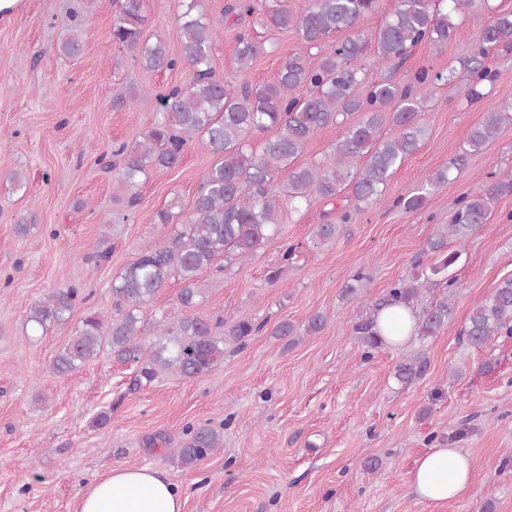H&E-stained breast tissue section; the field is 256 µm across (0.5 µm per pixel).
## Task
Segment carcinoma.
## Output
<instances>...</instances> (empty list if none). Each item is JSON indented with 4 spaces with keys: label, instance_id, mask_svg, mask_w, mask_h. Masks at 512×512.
<instances>
[{
    "label": "carcinoma",
    "instance_id": "obj_1",
    "mask_svg": "<svg viewBox=\"0 0 512 512\" xmlns=\"http://www.w3.org/2000/svg\"><path fill=\"white\" fill-rule=\"evenodd\" d=\"M144 0H121L112 25V43L131 53L150 70L178 66L189 69L191 82L173 87L159 97L160 110L154 125L138 145L120 150L123 161L108 162L104 168L116 172L117 180L132 190L135 203L140 176L152 169L172 168L181 161L194 139L217 158L202 176L190 215L181 222L162 246H145L138 256L112 279V318L88 313L53 362L59 374L74 372L97 357L107 346L120 362L139 365L136 384L152 383L159 371H174L182 377L201 376L224 360V337L214 333V325L227 327V336L244 342L262 331L263 325L250 321L227 324L194 311L201 304L204 288L201 274L224 258L225 267L246 261L267 241L279 235L278 198L291 201L312 197L336 199L349 190L353 211H343L338 220L318 224L313 230L320 242L335 239L352 212L362 210L381 196L388 180L408 156L418 148L426 131V107L414 93V86L431 87L441 79L420 69L409 83L390 78L366 79L367 46L373 42L376 56L403 64L422 43L448 42L455 29L452 17L463 14L476 0H448L443 9L435 0H398L396 9L366 37L359 23L374 15L379 0H301L297 6L288 0L269 10V25L293 30L304 46L321 53L313 64L303 54L288 57L274 75L258 86L243 84L236 88L216 76L211 50L219 35L217 24L203 12H195L198 0H190L179 16L183 49L179 56L169 54L161 40L144 38L142 24ZM260 0H232L226 12L238 18L260 11ZM72 33L59 46L67 56L81 51L77 25L72 14ZM354 35L339 44L330 43L338 32ZM477 54L462 60L466 97L477 101L484 97L485 83L492 80L490 54L498 47L512 51V11L494 16L479 32ZM263 51L262 45L247 35L238 38L236 60L245 72ZM304 87L305 96L296 91ZM360 113L356 121L348 117ZM512 124V101L487 113L484 121L468 138V149L455 155L448 166L424 176L416 191L397 200L406 211L423 209L436 186L450 180L453 172L468 166L470 154L480 152L492 141L500 127ZM336 126L339 137L330 154L306 166H294L306 143L319 130ZM276 129L265 140L260 152L248 148V137ZM288 170V183L278 182ZM512 194V173L489 172L480 178L476 190L458 200L444 232L428 242L435 260L429 271L391 283L386 294L371 308L370 316L358 320L354 334L365 348L366 356L379 348L381 339L374 331L373 316L393 303H403L417 311L416 334L422 338L440 332L453 313L456 283L451 278L438 282L434 277L453 264L457 254L448 253V239L464 240L486 223L492 205ZM172 278L180 280L179 301L192 310L179 321L165 317L154 322L156 340L147 344L140 339L139 323L144 305L152 302ZM443 288V296L425 301L424 293L433 285ZM89 294L79 285L59 288L31 306L27 322L43 330L64 325L76 307L87 302ZM512 336V277L499 283L493 293L472 307L461 336L467 344L481 348L501 335ZM425 370V364L410 357L400 362L396 377L410 383ZM185 441L172 450L180 462L195 466L222 446L221 433L207 425H189Z\"/></svg>",
    "mask_w": 512,
    "mask_h": 512
}]
</instances>
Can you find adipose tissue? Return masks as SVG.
I'll return each mask as SVG.
<instances>
[{
  "mask_svg": "<svg viewBox=\"0 0 512 512\" xmlns=\"http://www.w3.org/2000/svg\"><path fill=\"white\" fill-rule=\"evenodd\" d=\"M409 307L392 304L376 319L385 344H405L415 332ZM476 469L469 454L458 448L434 446L415 462L410 482L415 494L441 508L473 486ZM185 501L171 482L149 467H115L92 481L78 496L75 512H184Z\"/></svg>",
  "mask_w": 512,
  "mask_h": 512,
  "instance_id": "adipose-tissue-1",
  "label": "adipose tissue"
}]
</instances>
